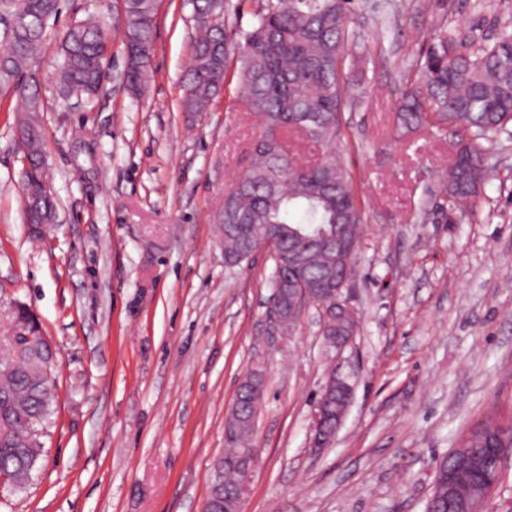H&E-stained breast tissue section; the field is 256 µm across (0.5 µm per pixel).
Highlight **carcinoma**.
<instances>
[{
    "mask_svg": "<svg viewBox=\"0 0 512 512\" xmlns=\"http://www.w3.org/2000/svg\"><path fill=\"white\" fill-rule=\"evenodd\" d=\"M254 2L250 29L233 41L227 28L240 5L190 0L198 36L182 95L184 111L206 112L230 78L237 83L238 102L259 117L258 140L250 148L253 161L236 177L237 189L226 199L222 214L224 254L244 262L249 261L251 239L263 238L268 225L278 228L285 250L288 238L297 233L324 237L337 224L362 222L353 178L336 151L338 112L346 98L339 63L355 41L348 23L360 0ZM61 7L62 0H0V96L11 94L25 104L17 122L29 162L24 212L38 224L56 219L55 199L42 185L46 159L38 63L51 38L49 21ZM123 10L126 79L136 89L148 78L156 3L123 0ZM107 45L106 33L91 17L68 27L58 46L61 93L77 87L88 101L99 94ZM397 113L408 130L427 125L456 137L441 196L450 212L474 203L490 170L486 144L509 133L512 124V27H503L489 41H472L461 51L454 30L443 22L434 24L419 51L416 79L402 93ZM291 136L315 147L319 161L308 166L285 158L284 145ZM304 283L336 285V267L328 253L311 259ZM8 317L7 333L0 337V473L23 486L42 456L41 430L52 413L56 390L45 378L43 362L51 348L40 323L21 302ZM239 395L250 407L226 431L212 497L238 482L237 471L224 466V459L250 445L262 390L254 392L243 384ZM477 428L483 441L466 454L484 463L492 482L496 461L489 442L512 448V430L491 423ZM479 479L477 471L458 473L457 495L465 496Z\"/></svg>",
    "mask_w": 512,
    "mask_h": 512,
    "instance_id": "carcinoma-1",
    "label": "carcinoma"
}]
</instances>
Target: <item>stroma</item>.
Masks as SVG:
<instances>
[{"instance_id":"35a3bbf8","label":"stroma","mask_w":512,"mask_h":512,"mask_svg":"<svg viewBox=\"0 0 512 512\" xmlns=\"http://www.w3.org/2000/svg\"><path fill=\"white\" fill-rule=\"evenodd\" d=\"M95 16L111 42L102 93L68 100L55 41ZM459 42L512 26V0H365L336 149L363 207L345 295L359 316L329 349L308 308L287 335L268 318L274 263L232 266L214 214L247 165L256 120L227 84L210 111L181 107L194 23L158 0L152 76L126 85L121 0H65L41 54V124L57 222L24 216L14 120L0 98V305L19 301L56 352L43 454L0 512H203L226 415L251 370L265 393L244 512H426L439 461L471 426L512 421V137L488 144L496 177L471 210H443L454 156L434 130L396 132L395 106L435 19ZM353 398L315 447L332 375ZM344 390L346 397V404L343 411L336 415V422L330 420L327 404L329 402V392L332 387V382L329 384V389L325 392L317 405V413L314 425L315 437L314 443L318 447H324L331 443L336 435V432L346 414L350 405L353 388L346 379H334Z\"/></svg>"}]
</instances>
